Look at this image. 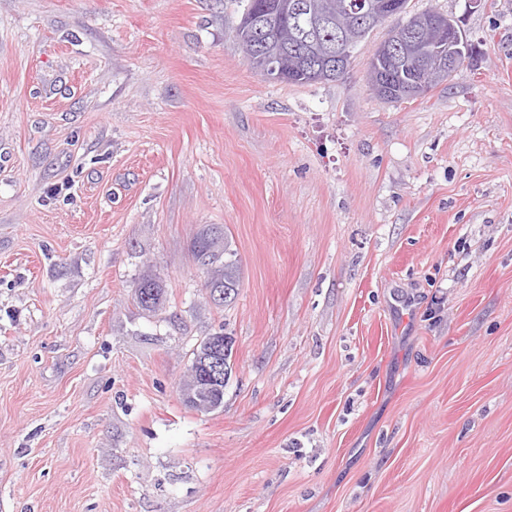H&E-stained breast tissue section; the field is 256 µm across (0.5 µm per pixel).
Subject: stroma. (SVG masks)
<instances>
[{
  "instance_id": "stroma-1",
  "label": "stroma",
  "mask_w": 512,
  "mask_h": 512,
  "mask_svg": "<svg viewBox=\"0 0 512 512\" xmlns=\"http://www.w3.org/2000/svg\"><path fill=\"white\" fill-rule=\"evenodd\" d=\"M247 4L0 0V512H512V0H408L470 58L398 103L367 82L387 27L272 82ZM223 240V241H222ZM218 254H224V283H218L215 277L211 280L212 285L219 287L232 288L231 295L224 299V303L231 301L237 294L240 286V267L236 258L237 254L230 248V242L226 235L221 238L218 246ZM233 344L234 342L231 343L228 336L219 335L212 337L204 346L202 363L196 364L198 385L196 395L203 401L196 399L192 394L187 397L202 412L216 408L223 400L224 383L230 377L232 370L229 366L232 354L228 356V365L226 358Z\"/></svg>"
}]
</instances>
